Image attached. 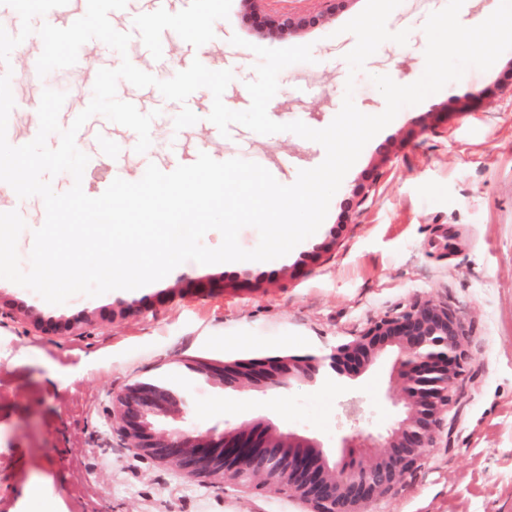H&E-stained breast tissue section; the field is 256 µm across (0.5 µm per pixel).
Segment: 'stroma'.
Returning <instances> with one entry per match:
<instances>
[{"instance_id": "obj_1", "label": "stroma", "mask_w": 512, "mask_h": 512, "mask_svg": "<svg viewBox=\"0 0 512 512\" xmlns=\"http://www.w3.org/2000/svg\"><path fill=\"white\" fill-rule=\"evenodd\" d=\"M448 0H402L389 31L409 30L407 44H381L357 75L344 59L356 39L342 27L366 0H344L320 17V0H267L269 14L314 25L271 36L252 21L247 0H214L194 16V0H127L110 13L131 33V63L167 80L200 61L231 70L225 105L246 110L256 77L255 47L311 45L313 62L279 75L267 112L278 123L327 127L339 112L347 78L356 107L381 113L385 100L371 81L389 75L416 81L425 66L423 26ZM244 46L232 45V36ZM42 52L30 35L10 54L15 101L11 145L32 141L48 82L69 84L59 115L68 128L91 101L99 69L123 56L86 42L71 67L40 78ZM28 65H20V58ZM117 96L153 114L151 145L136 153L131 129L91 117L76 135L88 155L82 189L100 196L115 178L141 179L148 164L172 172L199 153L240 158L268 169L284 185L325 158L316 142L290 132L255 133L234 124L221 135L209 121L208 89L186 103L155 87L119 81ZM198 117L175 129L182 107ZM368 201L354 208L362 187ZM18 211L27 228L18 240L28 259L33 232L45 220L40 197L0 195V212ZM434 301L463 317L467 372L448 411V442L433 449L412 482L373 503L372 512H512V50L486 71L403 108L362 150L331 200L318 231L286 256L267 261L202 265L185 262L160 281L98 297L76 295L51 305L0 279V512H304L302 503L270 491L220 488L171 466L139 459L112 428V396L138 381L158 380L186 396L187 426L265 420L317 437L326 446L356 426L380 427L396 409L384 393L394 383L384 356L340 387L295 381L285 393L227 394L185 367L275 355H319L383 316Z\"/></svg>"}]
</instances>
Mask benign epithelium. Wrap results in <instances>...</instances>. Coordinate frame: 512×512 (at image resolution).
<instances>
[{"instance_id": "7a95c632", "label": "benign epithelium", "mask_w": 512, "mask_h": 512, "mask_svg": "<svg viewBox=\"0 0 512 512\" xmlns=\"http://www.w3.org/2000/svg\"><path fill=\"white\" fill-rule=\"evenodd\" d=\"M257 19L271 36L295 30L287 13ZM465 343L461 316L424 302L381 318L325 355L190 364L226 392L280 394L298 379L341 384L353 368L366 369L394 352L396 384L385 397L400 405L399 414L384 429L341 436L339 453L314 437L261 422L166 428L165 420L189 415V402L150 381L133 383L112 399V427L139 458L169 464L189 479L270 489L306 505V512H370V504L405 487L441 442L448 408L466 373Z\"/></svg>"}]
</instances>
